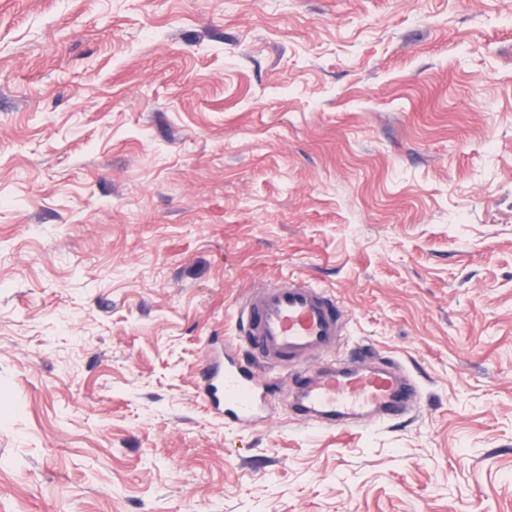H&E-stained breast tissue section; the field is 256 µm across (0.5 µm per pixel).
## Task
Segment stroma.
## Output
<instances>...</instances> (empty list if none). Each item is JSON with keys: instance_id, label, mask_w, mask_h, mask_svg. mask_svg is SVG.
<instances>
[{"instance_id": "1", "label": "stroma", "mask_w": 512, "mask_h": 512, "mask_svg": "<svg viewBox=\"0 0 512 512\" xmlns=\"http://www.w3.org/2000/svg\"><path fill=\"white\" fill-rule=\"evenodd\" d=\"M399 421H224L283 275ZM0 512H512V0H0Z\"/></svg>"}]
</instances>
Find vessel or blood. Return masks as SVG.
Instances as JSON below:
<instances>
[{
    "label": "vessel or blood",
    "mask_w": 512,
    "mask_h": 512,
    "mask_svg": "<svg viewBox=\"0 0 512 512\" xmlns=\"http://www.w3.org/2000/svg\"><path fill=\"white\" fill-rule=\"evenodd\" d=\"M348 316L336 295L298 277L250 291L240 302L235 345L242 361L207 374L204 397L232 422L263 419L273 375L293 372L294 411L326 427L350 428L369 417L407 412L414 381L393 362L339 357Z\"/></svg>",
    "instance_id": "vessel-or-blood-1"
}]
</instances>
